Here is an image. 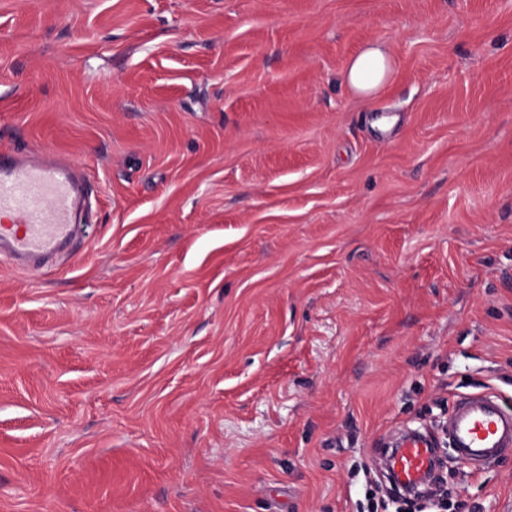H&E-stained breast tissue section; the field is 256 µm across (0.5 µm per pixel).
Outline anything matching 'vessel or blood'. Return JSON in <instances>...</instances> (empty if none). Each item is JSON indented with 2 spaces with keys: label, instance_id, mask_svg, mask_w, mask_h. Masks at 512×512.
Instances as JSON below:
<instances>
[{
  "label": "vessel or blood",
  "instance_id": "obj_1",
  "mask_svg": "<svg viewBox=\"0 0 512 512\" xmlns=\"http://www.w3.org/2000/svg\"><path fill=\"white\" fill-rule=\"evenodd\" d=\"M88 194L76 167L45 151H0V255L26 269L71 249ZM448 445L457 464L479 471L512 455V396H460L448 414ZM387 465L396 483L418 486L436 466L428 430L406 428L392 440Z\"/></svg>",
  "mask_w": 512,
  "mask_h": 512
}]
</instances>
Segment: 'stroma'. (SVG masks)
I'll return each instance as SVG.
<instances>
[{"label":"stroma","mask_w":512,"mask_h":512,"mask_svg":"<svg viewBox=\"0 0 512 512\" xmlns=\"http://www.w3.org/2000/svg\"><path fill=\"white\" fill-rule=\"evenodd\" d=\"M0 148L94 190L0 259V512H430L387 435L512 394V0H0ZM392 70L388 51L379 45H369L350 60L343 79L359 95L372 96L384 88Z\"/></svg>","instance_id":"obj_1"}]
</instances>
